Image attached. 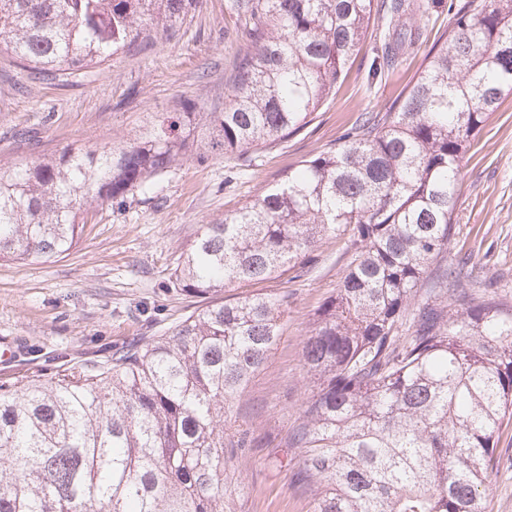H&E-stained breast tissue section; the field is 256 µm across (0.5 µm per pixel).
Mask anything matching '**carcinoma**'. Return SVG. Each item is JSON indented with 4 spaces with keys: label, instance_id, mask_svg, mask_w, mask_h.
Masks as SVG:
<instances>
[{
    "label": "carcinoma",
    "instance_id": "carcinoma-1",
    "mask_svg": "<svg viewBox=\"0 0 512 512\" xmlns=\"http://www.w3.org/2000/svg\"><path fill=\"white\" fill-rule=\"evenodd\" d=\"M195 0H0V44L38 75H76L169 31ZM247 45L215 112H172L119 147L0 168V260L52 262L93 205L146 194L209 132L226 158L298 133L374 21V0H232ZM428 2L382 0L389 67ZM512 95V0H466L404 96L334 149L202 224L174 271L205 299L174 329L91 368L0 386V512H237L233 408L267 363L280 277L325 237L352 252L302 343L311 388L289 437L312 512H485L512 419V305L457 277L423 288L453 236L471 139Z\"/></svg>",
    "mask_w": 512,
    "mask_h": 512
}]
</instances>
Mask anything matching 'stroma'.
I'll return each instance as SVG.
<instances>
[{
	"label": "stroma",
	"mask_w": 512,
	"mask_h": 512,
	"mask_svg": "<svg viewBox=\"0 0 512 512\" xmlns=\"http://www.w3.org/2000/svg\"><path fill=\"white\" fill-rule=\"evenodd\" d=\"M436 0L423 36L395 69L370 67L388 31L376 20L347 75L299 134L227 160L205 150L156 177L148 196L96 208L69 254L47 264L0 261V385L72 366H93L116 348L162 336L198 298L181 291L177 259L199 225L231 213L301 161L336 146L364 112H382L416 78L434 40L452 21ZM244 48L228 0H196L170 38L141 40L82 77L34 76L0 54V165L130 139L150 112H210L223 106L232 64ZM343 237L322 240L300 276L285 274L226 289L284 294L288 317L263 370L236 406L245 445L235 453L239 512H309L310 492L293 478L285 438L307 388L301 344L316 311L336 289L349 256ZM446 261L470 288L492 284L512 304V95L474 137L459 177L454 235ZM497 472L487 512H512V424L496 443Z\"/></svg>",
	"instance_id": "1"
}]
</instances>
